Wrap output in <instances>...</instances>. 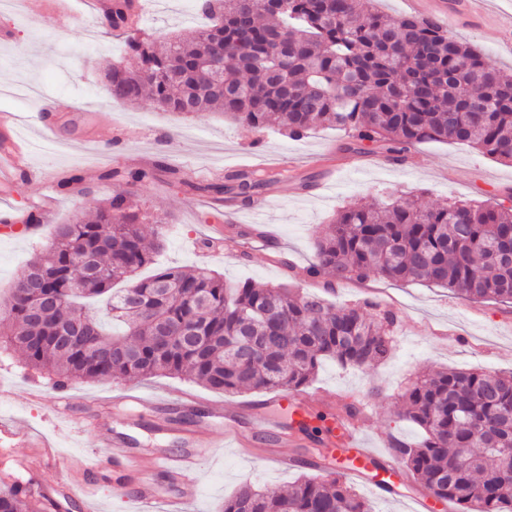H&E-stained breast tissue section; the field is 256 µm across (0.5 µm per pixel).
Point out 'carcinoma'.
Masks as SVG:
<instances>
[{"label":"carcinoma","mask_w":512,"mask_h":512,"mask_svg":"<svg viewBox=\"0 0 512 512\" xmlns=\"http://www.w3.org/2000/svg\"><path fill=\"white\" fill-rule=\"evenodd\" d=\"M359 0H203L209 20L191 39L132 36L134 69L106 74L114 99L150 95L178 114L221 110L252 129L276 122L300 139L340 127L357 145L404 155L426 141L470 143L512 162V73L469 43L413 15ZM136 5L111 0L106 25L123 31ZM218 53L224 90L198 68ZM267 180L247 174L212 190L250 200ZM126 196L59 224L17 283L0 322L4 342L55 383L169 375L227 394L309 384L322 361L369 367L393 349L390 312L336 305L284 285L228 286L202 268L159 267ZM512 205L453 200L422 208L353 203L318 238L305 275L328 286L373 273L419 281L473 300L512 304ZM101 274H84L85 258ZM135 291L138 300L130 298ZM91 325L69 344L52 332ZM404 415L423 439L397 443L395 462L455 512H512V373L441 370L416 381ZM32 482L0 483V512H41ZM224 512H373L341 476L304 477L281 491L243 487Z\"/></svg>","instance_id":"1"}]
</instances>
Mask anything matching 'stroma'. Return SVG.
Masks as SVG:
<instances>
[{
	"label": "stroma",
	"mask_w": 512,
	"mask_h": 512,
	"mask_svg": "<svg viewBox=\"0 0 512 512\" xmlns=\"http://www.w3.org/2000/svg\"><path fill=\"white\" fill-rule=\"evenodd\" d=\"M70 15L47 12L36 19L22 17L20 4L0 5V78L9 86L37 83L42 97L60 104L55 133L38 124L40 99L0 93V112L19 117L18 132L31 148V174L16 178L6 193L14 212L22 214V237L0 222V306L9 299L35 253L52 239L60 224L90 214L118 193L130 194L146 219L148 239L162 238L156 255L160 266L207 267L226 281L249 280L255 285L302 284L323 293L321 281L299 282V273L314 259L318 236L337 211L359 199L391 201L404 198L424 205L450 199L484 200L512 194V162L491 158L462 143L426 142L404 159L351 149L347 132L320 128L294 140L270 127L255 130L219 112L190 117L156 107L150 100L132 103L112 100L104 75L115 65L134 67L125 52L126 36L105 27L86 11L82 0H68ZM195 0H151L142 9L139 34L170 31L193 37L205 25L194 9ZM452 32L480 49L503 71L512 70V55L500 54L512 38V20L495 13L464 22ZM251 157L254 172L269 178L259 193L263 215L251 203H241L233 217L209 206L207 187L241 173L240 155ZM155 162L153 179L130 185L107 178V171L128 170L129 159ZM81 176L75 190L51 193L36 171L44 165ZM192 176L194 187L178 182L174 171ZM55 195L52 218L41 209L44 196ZM162 224H155V217ZM339 305L372 303L396 314L394 349L384 363L344 368L323 361L309 384L310 426L325 429L335 423L337 406L357 401L353 417L369 448L388 463L395 439L417 442L420 430L401 414L403 395L417 378L443 369L512 371V307L492 301L465 300L453 292L418 282L369 276L366 282L336 286L330 296ZM53 379L30 369L19 350L0 348V386L12 389L0 414L23 418L45 434L59 453L87 457L99 447V436L114 433L128 438L136 453L151 457L179 448L177 435L161 431V422H183L190 429H211L209 417L184 406L159 410L132 404H112L105 397L113 384L77 382L72 411L87 427L77 439L59 436ZM300 467L273 466L264 449L213 448L202 474L196 512H220L225 499L243 486L278 491L298 477L320 476L306 447L295 450ZM26 448H0V479L33 480L42 492L60 495L46 502L44 512H84L82 503L63 497L64 483L91 480L107 512H126L112 498V475L86 476L78 468L63 470L51 463L23 464ZM393 482L391 498L374 493L362 481L356 491L374 512H411L423 491L404 470Z\"/></svg>",
	"instance_id": "35a3bbf8"
}]
</instances>
